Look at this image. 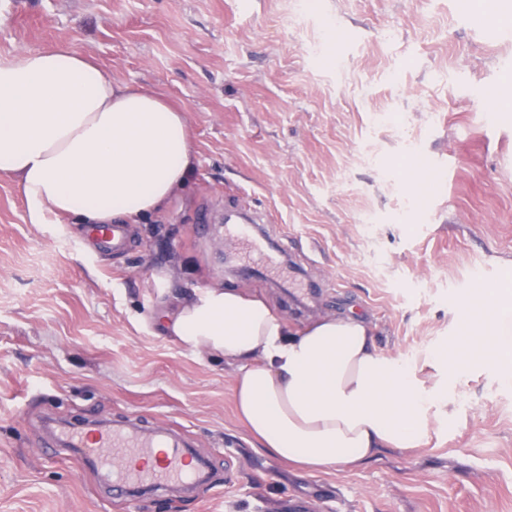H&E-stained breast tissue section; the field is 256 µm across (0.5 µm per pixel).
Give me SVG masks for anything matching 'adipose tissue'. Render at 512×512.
I'll use <instances>...</instances> for the list:
<instances>
[{
	"mask_svg": "<svg viewBox=\"0 0 512 512\" xmlns=\"http://www.w3.org/2000/svg\"><path fill=\"white\" fill-rule=\"evenodd\" d=\"M195 167L187 118L159 94L113 80L87 55L55 45L0 65V174L13 178L29 223L135 224L163 211ZM465 353L426 363L456 375L495 351L512 320L462 304ZM166 327L187 350L237 367L235 408L259 447L306 472L357 468L380 449L426 445L447 381L426 387L383 357L360 317L287 324L262 298L206 288Z\"/></svg>",
	"mask_w": 512,
	"mask_h": 512,
	"instance_id": "adipose-tissue-1",
	"label": "adipose tissue"
}]
</instances>
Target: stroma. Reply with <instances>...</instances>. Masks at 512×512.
Returning a JSON list of instances; mask_svg holds the SVG:
<instances>
[{"instance_id":"1","label":"stroma","mask_w":512,"mask_h":512,"mask_svg":"<svg viewBox=\"0 0 512 512\" xmlns=\"http://www.w3.org/2000/svg\"><path fill=\"white\" fill-rule=\"evenodd\" d=\"M472 2L488 35L453 0H0V63L69 45L183 106L197 152L116 254L71 218L28 223L0 175V512H512V360L454 378L423 448L307 473L241 426L234 366L161 326L194 290L238 288L296 326L362 315L417 367L458 337L473 277L512 312V0ZM415 151L445 171L427 211ZM229 205L261 215L276 266L242 251ZM133 413L233 482L112 497L57 434Z\"/></svg>"}]
</instances>
